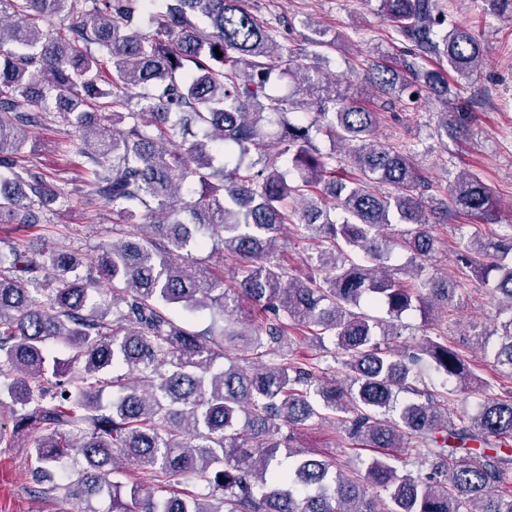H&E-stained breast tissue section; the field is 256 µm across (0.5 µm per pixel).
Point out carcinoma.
<instances>
[{"label": "carcinoma", "instance_id": "1", "mask_svg": "<svg viewBox=\"0 0 512 512\" xmlns=\"http://www.w3.org/2000/svg\"><path fill=\"white\" fill-rule=\"evenodd\" d=\"M143 2L0 0V223L37 224L49 204L71 200L66 184L24 163L28 128L48 121L66 151L88 159L85 203L115 217L93 276L81 273V254L48 250L53 288L24 246L0 248V411L12 424L0 423V445L40 431L27 449L30 494L106 492L111 512H512V388L500 384L512 379V231L460 235L458 265L499 297L504 318L497 344L474 335L491 372L474 390L476 411L450 414L476 375L448 337L408 353L389 346L403 313L449 308L461 287L427 271L437 239L414 148L372 141L377 113L323 73L319 52L281 47L279 27L245 0H161L148 13ZM380 11L413 55L442 66L379 65L372 85L400 97L433 89L440 133L466 135L465 113L448 111V74L477 73L481 43L463 25L442 32L437 0H381ZM285 77L292 97L271 92ZM299 112L313 118L301 123ZM181 129L194 140L176 149ZM322 133L327 152L314 144ZM353 143L338 182L336 149ZM494 213L491 191L468 174L437 221L491 224ZM289 224L320 243L324 275L270 261ZM392 224L409 229L388 239L381 230ZM192 245L234 265L192 272ZM392 246L406 264H388ZM246 305L263 314L251 328L238 318ZM172 308L207 309L212 322L196 330ZM327 340L344 373L337 383L320 362L294 357L298 342ZM55 345L70 349L69 362ZM232 350L255 352L257 365L215 368ZM426 371L440 389L420 387ZM107 387L118 398L105 403ZM315 418L334 419L355 445L405 448L431 471L402 473L384 453L363 472L338 470L297 443L294 430ZM180 479L208 493H172ZM368 484L386 496L368 495Z\"/></svg>", "mask_w": 512, "mask_h": 512}]
</instances>
